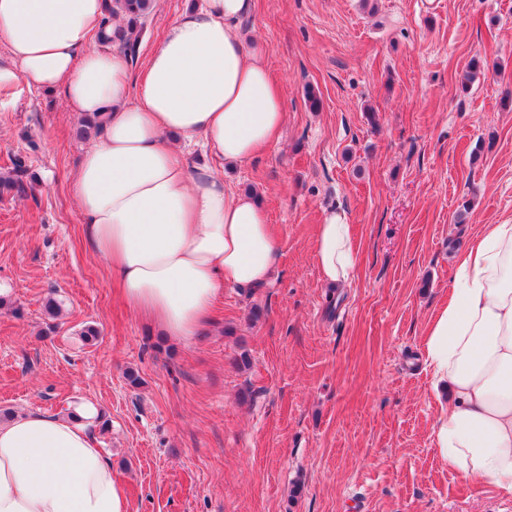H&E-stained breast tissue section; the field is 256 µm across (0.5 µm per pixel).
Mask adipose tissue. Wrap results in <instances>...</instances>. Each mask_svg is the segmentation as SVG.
I'll return each mask as SVG.
<instances>
[{"label": "adipose tissue", "mask_w": 512, "mask_h": 512, "mask_svg": "<svg viewBox=\"0 0 512 512\" xmlns=\"http://www.w3.org/2000/svg\"><path fill=\"white\" fill-rule=\"evenodd\" d=\"M255 0H202L168 24L137 76L102 26L104 0H0V112L57 89L96 116L99 141L72 175L86 236L127 302L187 342L231 286H266L279 246L254 194L221 172L277 140L283 97L241 22ZM203 137L211 164L189 167ZM323 280L345 287L358 249L345 213L316 227ZM425 364L439 414L432 445L465 479L512 497V223L485 224L457 258L448 301L427 325ZM77 415L40 410L0 423V512H130L124 484Z\"/></svg>", "instance_id": "adipose-tissue-1"}]
</instances>
